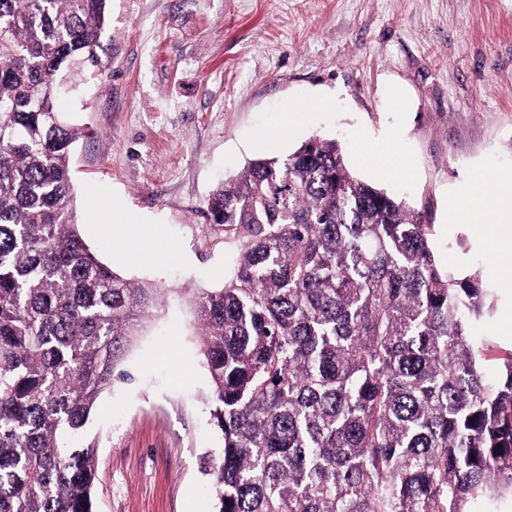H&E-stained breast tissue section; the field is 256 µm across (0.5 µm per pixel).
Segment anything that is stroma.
<instances>
[{
    "label": "stroma",
    "instance_id": "stroma-1",
    "mask_svg": "<svg viewBox=\"0 0 512 512\" xmlns=\"http://www.w3.org/2000/svg\"><path fill=\"white\" fill-rule=\"evenodd\" d=\"M99 56L59 102L85 131L70 159L79 232L167 294L74 441L95 451L96 512H204L221 438L190 299L223 287L234 241L198 210L248 162L309 138L336 140L358 177L423 213L441 266L479 276L490 306L470 334L496 378L512 300L451 201L512 171V0H110ZM385 134L406 175L358 162Z\"/></svg>",
    "mask_w": 512,
    "mask_h": 512
}]
</instances>
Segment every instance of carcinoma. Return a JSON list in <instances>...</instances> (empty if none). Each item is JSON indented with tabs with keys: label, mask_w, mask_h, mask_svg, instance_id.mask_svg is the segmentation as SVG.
Returning a JSON list of instances; mask_svg holds the SVG:
<instances>
[{
	"label": "carcinoma",
	"mask_w": 512,
	"mask_h": 512,
	"mask_svg": "<svg viewBox=\"0 0 512 512\" xmlns=\"http://www.w3.org/2000/svg\"><path fill=\"white\" fill-rule=\"evenodd\" d=\"M108 2L0 0V512H94V449L67 439L163 302L98 260L73 205L84 132L55 83L98 66ZM202 214L237 243L193 297L213 512H469L512 491V352L489 379L468 332L487 291L439 265L419 213L315 137Z\"/></svg>",
	"instance_id": "obj_1"
}]
</instances>
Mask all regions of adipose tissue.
Listing matches in <instances>:
<instances>
[{"mask_svg": "<svg viewBox=\"0 0 512 512\" xmlns=\"http://www.w3.org/2000/svg\"><path fill=\"white\" fill-rule=\"evenodd\" d=\"M501 192H491L477 188L475 196L467 203L459 205L458 211L464 223L483 225L489 236L505 240V247L496 256L497 267L502 272L503 291L512 294V208L504 204L503 190L512 191V174L499 176Z\"/></svg>", "mask_w": 512, "mask_h": 512, "instance_id": "1", "label": "adipose tissue"}]
</instances>
